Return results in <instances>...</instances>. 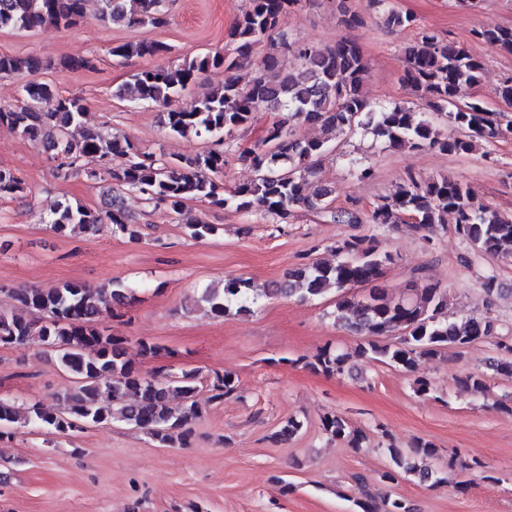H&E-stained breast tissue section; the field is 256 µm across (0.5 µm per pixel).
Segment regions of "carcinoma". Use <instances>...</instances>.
Listing matches in <instances>:
<instances>
[{"mask_svg":"<svg viewBox=\"0 0 512 512\" xmlns=\"http://www.w3.org/2000/svg\"><path fill=\"white\" fill-rule=\"evenodd\" d=\"M88 0H0V29L31 31L44 25L67 29L86 10ZM102 19L129 27L161 28L168 24L167 0H97ZM299 0H248V7L228 33V51L203 54L182 62L141 70L130 81L117 86L113 96L120 101L145 103L163 111L165 126L179 137L194 135L215 140L191 156L158 159L143 152L126 138L107 136L86 126L87 107L78 97H57L52 86L34 79L23 88L24 100L11 108L0 107V126L50 152L59 178L85 174L95 180H112L137 192L156 209L181 216L186 203L204 200L214 206L231 203L238 211H259L288 222L297 208L324 210L332 190L318 181L329 138L300 139L286 124H317L326 132L354 133L370 129L392 148H437L468 154L481 143H493L512 134V124L503 125L499 114L476 100L466 101L462 91L477 85L484 65L462 44L423 29L419 40L402 57L403 84L412 95L454 128L456 135L443 137L433 122L412 107L394 105L375 108L363 89L369 67L358 43L342 38L321 47L291 38L281 19ZM384 23L391 28L416 26V18L393 8L384 10ZM475 39L512 54V27L493 26L474 33ZM259 47L265 48L261 71L242 86L230 75L241 60ZM172 46L162 41L128 40L112 48L121 58L167 56ZM212 67H222L229 76L224 85L189 105L179 97ZM41 69L34 56L0 54V78L19 71L32 75ZM55 99L50 112L39 108L45 99ZM261 112H280L286 118L272 123L267 136L255 147L241 152L250 161L255 177L224 196L223 138L258 119ZM81 130L74 136L71 129ZM27 186L17 171L0 167V199L22 197ZM455 215V232L477 251L498 258H512V216L490 205L474 206L469 187L448 177L422 180L410 173L391 196L362 219L356 207L331 214L336 223L392 225L413 217V227L424 239L447 230L445 216ZM56 234L74 231L95 233L103 224L112 225L132 240L140 238V225L131 223L116 197L106 210L92 211L65 199L47 218ZM193 240L207 239L217 228L194 219L182 225ZM336 261L315 262L299 268L281 282L257 290L247 282L229 279L222 288H206L201 300L220 318L231 311L248 312L262 298L296 296L302 300L321 296L329 288L339 292L336 316L339 325L362 341L354 351L322 348L312 367L327 376L350 373L354 358L382 362L402 371H414L422 359L442 355L445 350L490 341L497 356L489 361L494 374L512 380V336L497 331L494 320L472 315L461 321L448 318L447 292L427 282L413 296L395 297L381 284L383 268L391 260L378 250L372 236L344 238L334 245ZM357 285L368 294L356 298L349 290ZM20 312L0 313V345H38L51 349L59 365L76 380L62 397V407L50 411L40 404H19L0 397V441L12 439L21 428H46L66 435L78 423L92 425L123 422L144 431L160 448H184L193 439L192 422L202 408L194 400L198 389L193 371L179 376H145L127 358L126 340L107 333L105 319L112 306L130 299L125 288L91 287L66 282L57 288L12 290ZM459 384L476 397L488 393L484 375L470 373ZM209 401L221 403L239 392L230 374H215L209 383ZM324 432L351 448L362 447L365 436L337 413L321 418ZM304 422L290 417L270 435L275 443L299 435ZM393 468L370 481L355 477L361 512H415L403 498L379 489L398 476L413 475L437 487L445 479L437 476L433 461L436 446L424 439L409 452L388 446Z\"/></svg>","mask_w":512,"mask_h":512,"instance_id":"1","label":"carcinoma"}]
</instances>
